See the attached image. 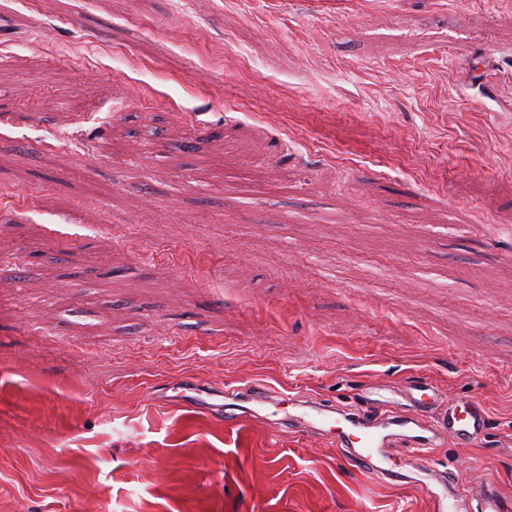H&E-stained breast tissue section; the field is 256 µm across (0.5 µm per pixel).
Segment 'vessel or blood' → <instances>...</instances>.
Here are the masks:
<instances>
[{"label": "vessel or blood", "mask_w": 512, "mask_h": 512, "mask_svg": "<svg viewBox=\"0 0 512 512\" xmlns=\"http://www.w3.org/2000/svg\"><path fill=\"white\" fill-rule=\"evenodd\" d=\"M168 389L176 401L199 412L224 415L223 391L192 378L171 382ZM363 397L382 409L374 423L356 412H335L300 393L289 395L284 417L294 434L331 435L342 461L374 479L391 471L387 447L398 439L406 443L402 458L415 463L429 461L434 448L448 441L460 448H480L486 442L490 417L482 401L473 395H449L430 379L371 381L364 385ZM467 493L473 512H512V496L493 479L468 487Z\"/></svg>", "instance_id": "obj_1"}]
</instances>
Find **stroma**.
Returning <instances> with one entry per match:
<instances>
[{
    "label": "stroma",
    "mask_w": 512,
    "mask_h": 512,
    "mask_svg": "<svg viewBox=\"0 0 512 512\" xmlns=\"http://www.w3.org/2000/svg\"><path fill=\"white\" fill-rule=\"evenodd\" d=\"M0 214V512H431L180 377L432 378L512 493V0H0ZM164 393L172 391L175 393V401L196 408L199 412L207 415L224 418V390H215L211 386L201 384L193 378H181L171 382L163 388ZM236 405V404H234Z\"/></svg>",
    "instance_id": "1"
}]
</instances>
